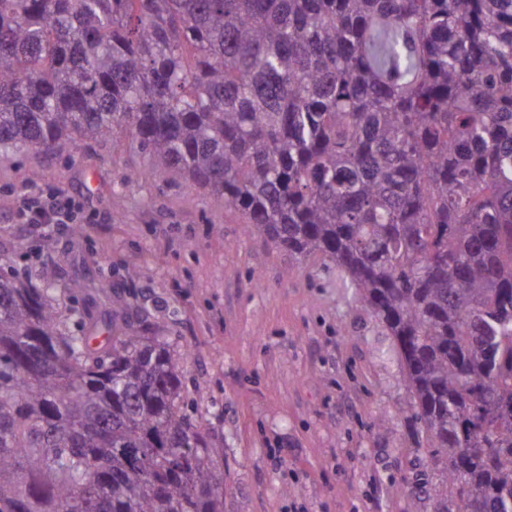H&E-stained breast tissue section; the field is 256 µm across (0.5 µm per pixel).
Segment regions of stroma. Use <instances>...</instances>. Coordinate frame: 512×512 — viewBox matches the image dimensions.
I'll return each instance as SVG.
<instances>
[{
    "label": "stroma",
    "instance_id": "obj_1",
    "mask_svg": "<svg viewBox=\"0 0 512 512\" xmlns=\"http://www.w3.org/2000/svg\"><path fill=\"white\" fill-rule=\"evenodd\" d=\"M145 163L120 132L1 154L0 257L36 283H79L100 309L149 315L187 350L189 396L224 441V512H435L416 492L434 463L414 447L403 369L358 289L322 256L245 232L191 183L129 181ZM32 188L68 193L83 234L27 223Z\"/></svg>",
    "mask_w": 512,
    "mask_h": 512
}]
</instances>
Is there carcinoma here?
I'll list each match as a JSON object with an SVG mask.
<instances>
[{"label": "carcinoma", "instance_id": "1", "mask_svg": "<svg viewBox=\"0 0 512 512\" xmlns=\"http://www.w3.org/2000/svg\"><path fill=\"white\" fill-rule=\"evenodd\" d=\"M122 131L388 330L438 512H512V0H0V150ZM0 265V512H224L186 350Z\"/></svg>", "mask_w": 512, "mask_h": 512}]
</instances>
